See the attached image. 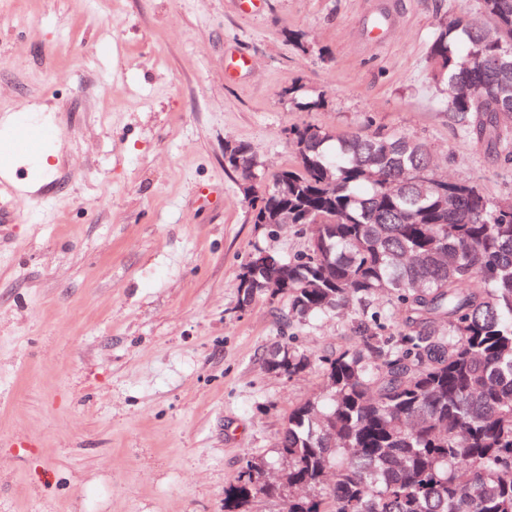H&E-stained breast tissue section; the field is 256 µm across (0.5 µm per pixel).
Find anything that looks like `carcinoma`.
<instances>
[{
  "mask_svg": "<svg viewBox=\"0 0 512 512\" xmlns=\"http://www.w3.org/2000/svg\"><path fill=\"white\" fill-rule=\"evenodd\" d=\"M491 36L463 18L429 46L462 136L512 160V0H483ZM295 163L266 179L251 148L224 160L254 181L252 222L302 224L308 252L243 264L242 303L288 296V316L324 314L385 293L403 317L359 328L317 359L329 403L296 404L277 442L286 512H512V204L431 172L426 146L380 132H289ZM311 358L287 345L266 359L294 377ZM267 462L244 461L224 512L282 497Z\"/></svg>",
  "mask_w": 512,
  "mask_h": 512,
  "instance_id": "obj_1",
  "label": "carcinoma"
}]
</instances>
